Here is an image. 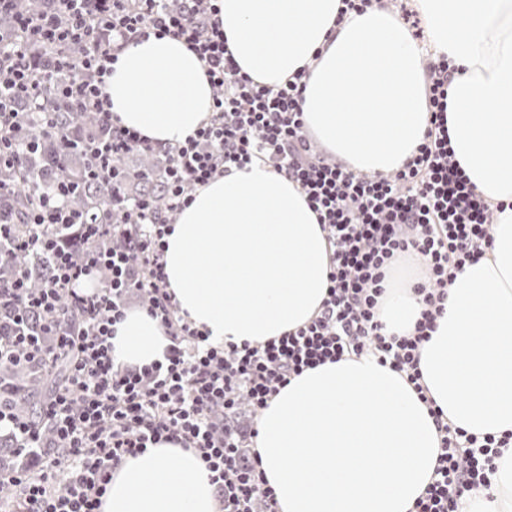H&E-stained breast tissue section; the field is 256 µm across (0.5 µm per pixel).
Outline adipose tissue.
I'll use <instances>...</instances> for the list:
<instances>
[{"instance_id":"adipose-tissue-1","label":"adipose tissue","mask_w":512,"mask_h":512,"mask_svg":"<svg viewBox=\"0 0 512 512\" xmlns=\"http://www.w3.org/2000/svg\"><path fill=\"white\" fill-rule=\"evenodd\" d=\"M240 71L278 86L305 73L308 133L351 169L387 174L422 142L429 114L424 54L447 57L449 148L483 198L505 204L494 242L464 266L419 351L426 398L377 357L305 370L273 397L254 450L277 512H413L432 481L439 408L467 433H512V0H414L419 45L382 0L339 18L341 0H217ZM122 126L161 146L208 121L213 88L184 41L150 36L123 48L106 79ZM166 273L181 315L213 345L257 344L295 331L327 296L329 248L296 183L259 162L194 193L165 238ZM412 279L388 281L378 318L411 332L423 304ZM123 362L148 364L168 345L157 321L132 311L112 340ZM492 486L463 512H512V447ZM100 512H217L195 453L160 442L115 472Z\"/></svg>"}]
</instances>
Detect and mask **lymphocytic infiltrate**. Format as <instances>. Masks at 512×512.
<instances>
[{
  "label": "lymphocytic infiltrate",
  "mask_w": 512,
  "mask_h": 512,
  "mask_svg": "<svg viewBox=\"0 0 512 512\" xmlns=\"http://www.w3.org/2000/svg\"><path fill=\"white\" fill-rule=\"evenodd\" d=\"M213 0H51L47 13L18 16L33 45L14 44L0 65V170L36 153L58 132L66 108L95 114L100 128L83 135L86 176L112 191L103 219L74 210L76 183L62 176L38 196L24 234L0 217V249L47 261L39 290L26 269L0 279V364L38 369L69 359L67 381L38 416H22L0 402V433L39 474L0 473L20 512H98L112 473L127 457L160 441L194 449L216 488L220 512H277L260 462L246 449L269 400L305 369L365 353L418 383L419 348L428 340L457 271L493 246L494 213L448 147L447 59L427 66L428 128L415 153L395 172L366 176L316 153L301 107V76L270 87L240 73L224 40ZM185 40L202 58L214 89L209 122L185 142L157 147L116 124L102 88L115 52L149 35ZM69 43L83 44L74 59ZM35 110L23 132L12 98ZM163 152L170 159L164 206L128 201L130 151ZM259 161L297 183L330 248L327 297L304 326L262 344L219 347L179 313L168 290L165 241L195 189L231 168ZM424 260L414 286L425 308L409 336H388L375 310L392 265L406 255ZM142 292L145 310L169 344L162 359L137 366L113 353L124 299ZM76 312V323L64 322ZM431 415L441 434L432 482L415 512H459L466 492L490 487L494 460L512 438L477 437Z\"/></svg>",
  "instance_id": "1"
}]
</instances>
